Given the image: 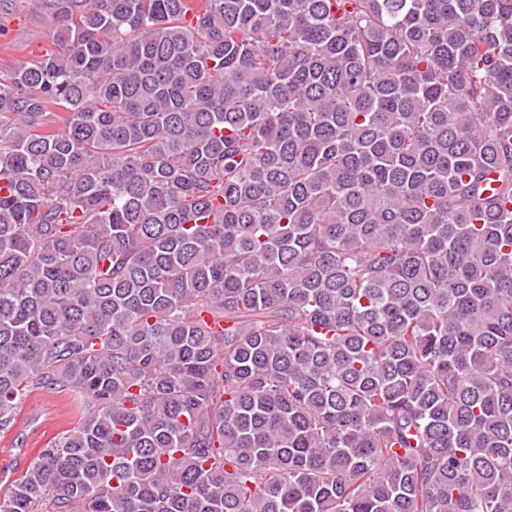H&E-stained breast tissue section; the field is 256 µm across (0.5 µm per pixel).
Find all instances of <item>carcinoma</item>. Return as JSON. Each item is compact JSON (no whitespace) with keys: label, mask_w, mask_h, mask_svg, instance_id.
<instances>
[{"label":"carcinoma","mask_w":512,"mask_h":512,"mask_svg":"<svg viewBox=\"0 0 512 512\" xmlns=\"http://www.w3.org/2000/svg\"><path fill=\"white\" fill-rule=\"evenodd\" d=\"M188 2L0 78V512H512V0ZM74 392L41 389L27 393L17 405L13 428L0 432V493L24 472L44 448L80 417ZM34 415L36 417H34Z\"/></svg>","instance_id":"cac0c4a2"}]
</instances>
